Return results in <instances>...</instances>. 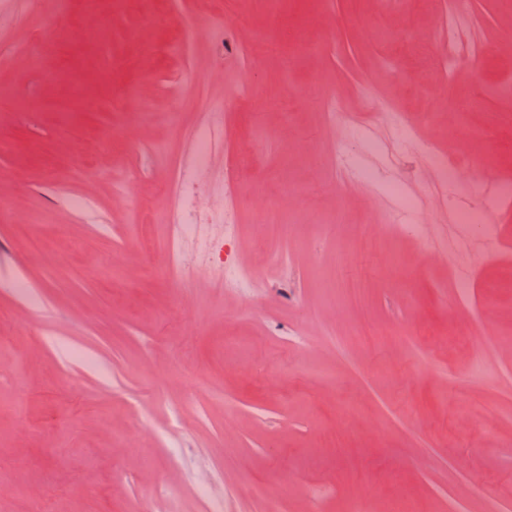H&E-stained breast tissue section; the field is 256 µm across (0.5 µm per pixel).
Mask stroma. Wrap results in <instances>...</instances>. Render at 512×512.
<instances>
[{"label": "stroma", "instance_id": "obj_1", "mask_svg": "<svg viewBox=\"0 0 512 512\" xmlns=\"http://www.w3.org/2000/svg\"><path fill=\"white\" fill-rule=\"evenodd\" d=\"M215 2L169 0L197 27L182 43L133 0L86 44L85 0H74L73 38L39 72L26 64L42 26L35 0H0V90L19 103L0 107V505L124 512L171 498L177 512H210L214 499L264 512L276 493L285 512L311 500L325 512L355 500L369 512L397 501L512 512V208L490 212L493 247L452 249L459 209L478 201L432 166L434 153L463 154L512 183V98L496 92L512 83V0L388 13L367 0H284L257 67L241 49L268 27L266 0L245 13ZM457 11L447 79L410 48L434 49L437 16ZM147 44L160 52L142 89ZM135 91L139 112L119 107ZM334 92L351 120L339 132L322 121ZM207 102L223 106L225 151L250 166L231 199L258 287L244 299L202 276L179 309L163 282L125 271L147 246L168 260L177 174ZM375 106L407 119L409 138L370 126ZM70 124L79 137L62 140ZM285 181L304 188L287 235H256ZM391 183L416 201L430 245L393 224ZM337 208L359 230L380 225L376 245L340 255L345 229L325 221ZM288 239L285 288L266 254ZM461 272L469 293L455 304ZM349 283L360 298L333 313L331 287ZM476 317L482 331L464 335ZM360 324L379 332L364 349L351 341Z\"/></svg>", "mask_w": 512, "mask_h": 512}]
</instances>
